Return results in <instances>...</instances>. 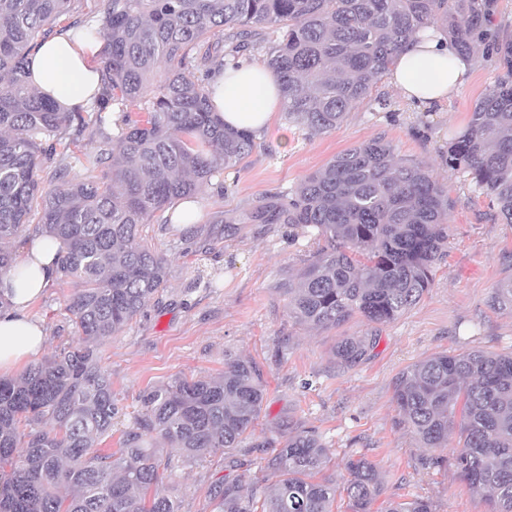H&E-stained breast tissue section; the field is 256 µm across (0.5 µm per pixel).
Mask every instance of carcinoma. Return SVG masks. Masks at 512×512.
I'll list each match as a JSON object with an SVG mask.
<instances>
[{"label": "carcinoma", "mask_w": 512, "mask_h": 512, "mask_svg": "<svg viewBox=\"0 0 512 512\" xmlns=\"http://www.w3.org/2000/svg\"><path fill=\"white\" fill-rule=\"evenodd\" d=\"M75 0H0V275L17 265L12 242L40 208L43 232L60 244L58 279L76 285L67 310L78 343L0 377V512H178L160 491L157 439L189 459L219 450L268 448L262 478L245 492L238 461L211 489L213 512H372L383 492L374 465L348 457L324 473L332 449L298 425L255 436L265 396L260 368L227 359L217 378H181L145 398L146 413L122 432L119 454L96 445L112 435L119 409L99 347L144 312L166 282L167 258L140 232L157 211L192 199L216 174L255 148V136L213 111L207 78L241 55L263 54L277 77L288 122L311 133L341 128L390 70L397 52L433 28L462 51L496 55L503 75L448 139V167L463 170L512 224V39L495 23L497 0H98L73 17ZM94 22L103 39L101 93L89 110L65 111L29 87L37 42ZM118 109V133L102 113ZM101 133L89 175L66 179L42 165L55 137ZM451 203L427 167L382 139L339 153L286 195L240 223L313 228L317 250L288 280V316L336 328L354 316L391 323L431 288L448 247ZM512 312V278L491 295ZM378 336L341 339L337 363L352 368ZM397 425L424 448L458 435L452 464L489 512H512V354L482 349L438 353L394 382ZM49 420L52 430L40 428ZM385 512H432L423 499L389 500Z\"/></svg>", "instance_id": "obj_1"}]
</instances>
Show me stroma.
<instances>
[{"instance_id": "stroma-1", "label": "stroma", "mask_w": 512, "mask_h": 512, "mask_svg": "<svg viewBox=\"0 0 512 512\" xmlns=\"http://www.w3.org/2000/svg\"><path fill=\"white\" fill-rule=\"evenodd\" d=\"M500 74L496 60L477 56L464 85L432 112L413 111L388 82H380L339 130L326 134L309 133L276 113L252 153L197 194L196 222L175 224L168 211L156 212L141 233L167 256L166 286L100 348L119 426L144 412L151 390L178 377L218 376L226 357L244 358L263 371L260 429L315 428L334 449L336 470L348 457H365L384 486L374 512H382L389 497L429 500L433 512H488L486 499L470 491L448 464L452 448L421 447L408 429L396 426L393 380L439 352L512 353V313L490 305L496 283L512 276V224L502 223L470 177L450 169L447 160L449 135L466 127ZM378 138L426 166L447 189L452 203L447 254L423 299L394 322L377 326L357 316L331 329L299 325L288 316L284 290L315 251L313 233L284 224L227 230L216 218L252 212L269 197L293 190L343 150ZM94 147L90 135L75 139L66 133L59 137L55 159L78 181L90 173L87 157ZM72 291V284L54 281L30 309L46 323V354L77 340L66 308ZM373 331L379 342L370 356L356 367L339 368L333 356L337 341ZM158 450L171 470L162 489L177 501L179 512H211L209 490L225 474L223 452L186 461L166 445ZM431 455L443 457V466L423 468L422 458Z\"/></svg>"}]
</instances>
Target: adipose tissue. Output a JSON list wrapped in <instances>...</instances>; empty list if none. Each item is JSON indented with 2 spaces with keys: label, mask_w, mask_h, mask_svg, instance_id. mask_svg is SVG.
I'll return each mask as SVG.
<instances>
[{
  "label": "adipose tissue",
  "mask_w": 512,
  "mask_h": 512,
  "mask_svg": "<svg viewBox=\"0 0 512 512\" xmlns=\"http://www.w3.org/2000/svg\"><path fill=\"white\" fill-rule=\"evenodd\" d=\"M102 46L95 32L75 42L64 34L41 40L30 58L32 86L63 108L93 106L100 91L97 57ZM474 65V58L460 55L448 38L421 32L403 44L388 81L401 99L424 112L446 103ZM209 83L216 89L214 110L234 128L261 133L283 107L274 73L256 61L236 71L214 69ZM57 250L52 239L38 237L16 270L0 276V293L9 300L0 311V376L12 375L46 347V326L29 309L56 277Z\"/></svg>",
  "instance_id": "obj_1"
}]
</instances>
